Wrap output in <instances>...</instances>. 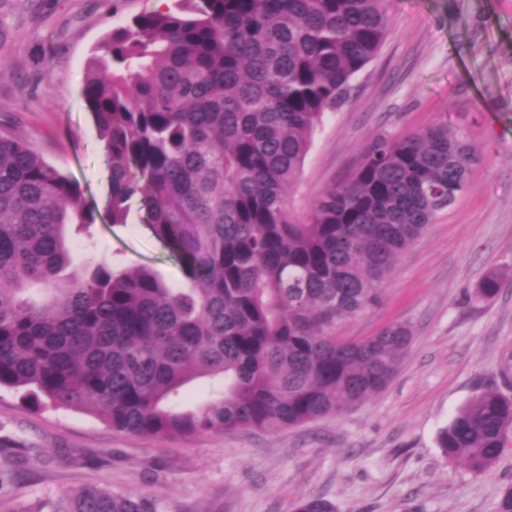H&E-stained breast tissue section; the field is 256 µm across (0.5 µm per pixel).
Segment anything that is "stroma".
<instances>
[{
	"label": "stroma",
	"mask_w": 512,
	"mask_h": 512,
	"mask_svg": "<svg viewBox=\"0 0 512 512\" xmlns=\"http://www.w3.org/2000/svg\"><path fill=\"white\" fill-rule=\"evenodd\" d=\"M157 0H0V131L20 135L77 180L87 202L109 191L82 96L113 28ZM377 57L326 115L292 191L297 209L349 177L373 139L440 119L481 153L467 189L396 261L384 301L343 321L359 339L393 321L412 345L389 386L343 413L280 433L209 432L155 440L112 431L96 415L33 411L0 391V512L62 499L83 483L150 494L162 512H292L306 497L337 512H497L512 487V434L497 463L472 474L445 458L439 431L473 395L498 390L512 363V0H384ZM96 257L151 266L171 286L179 265L139 224H101ZM492 270L490 301L471 291Z\"/></svg>",
	"instance_id": "1"
}]
</instances>
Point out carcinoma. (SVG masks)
I'll use <instances>...</instances> for the list:
<instances>
[{
  "label": "carcinoma",
  "instance_id": "1",
  "mask_svg": "<svg viewBox=\"0 0 512 512\" xmlns=\"http://www.w3.org/2000/svg\"><path fill=\"white\" fill-rule=\"evenodd\" d=\"M384 0H172L112 29V69L83 97L103 146L105 214L20 137L0 133V389L36 410L98 416L166 440L281 431L383 391L412 341L393 321L361 340L336 326L383 301L399 256L466 189L480 151L446 121L365 146L352 175L303 212L291 201L313 137L378 55ZM139 224L181 267L75 264L66 230ZM488 272L473 296L491 300ZM197 378L218 395L179 407ZM512 397L487 390L442 428L444 457L487 472ZM12 512H159L147 494L90 485ZM294 512H336L322 497Z\"/></svg>",
  "mask_w": 512,
  "mask_h": 512
}]
</instances>
